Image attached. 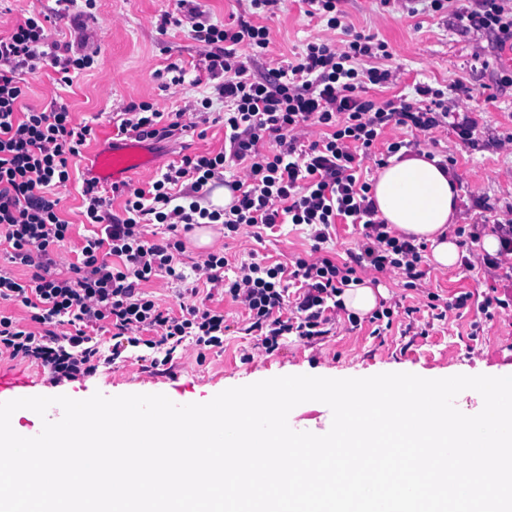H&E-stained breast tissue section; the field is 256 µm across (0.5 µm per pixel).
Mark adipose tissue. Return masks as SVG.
<instances>
[{
    "instance_id": "1",
    "label": "adipose tissue",
    "mask_w": 512,
    "mask_h": 512,
    "mask_svg": "<svg viewBox=\"0 0 512 512\" xmlns=\"http://www.w3.org/2000/svg\"><path fill=\"white\" fill-rule=\"evenodd\" d=\"M377 216L397 233L431 246L430 262L447 272L461 252L449 233L460 213L458 180L440 157L420 151L394 155L382 166L371 190Z\"/></svg>"
}]
</instances>
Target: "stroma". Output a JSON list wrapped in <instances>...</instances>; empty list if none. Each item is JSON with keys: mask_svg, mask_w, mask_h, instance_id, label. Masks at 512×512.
Returning <instances> with one entry per match:
<instances>
[{"mask_svg": "<svg viewBox=\"0 0 512 512\" xmlns=\"http://www.w3.org/2000/svg\"><path fill=\"white\" fill-rule=\"evenodd\" d=\"M468 0H450L447 7L433 10L430 0H418L416 14L403 11L398 0H341L346 31H333L325 21L308 17L299 0H279L265 20L270 29L268 49L253 55L247 47L238 54L255 73L262 74L295 59L311 42L340 41L344 32L372 37L385 42L388 58L378 67L391 70L396 80L387 87H371L370 98L385 101L397 96H414V87L425 84L442 90L452 112H465L474 119L475 142L461 144L452 130L443 128L418 132L407 127L388 129L384 139L416 141L419 148L439 157L453 158V169L460 189L459 228L472 231L482 216L495 214L500 221L512 219V150L503 148L512 139V51L499 50L495 38L484 30L462 29L459 12L468 8ZM174 0H96L95 19L86 22L85 4L77 0L68 20L60 23L52 39L58 56L85 53L94 63L72 86H60L53 69L46 68L27 76V106L42 108L52 98L62 97L75 123L92 127L70 185L64 192V214L73 224L72 238L54 254L58 270H66L87 228L83 224L82 187L84 179L95 174L92 154L111 148L115 129L114 112L131 103L148 102L162 112L183 113L185 121L195 118L201 99L213 98L214 112L224 106L216 100L210 81L163 88L160 74L169 64H177L188 73L204 71L203 49L188 27L164 26ZM224 146V127L213 124L205 137L186 133L172 140L146 142L149 165L132 174L129 181L141 187L152 182L181 155L217 151ZM211 242L202 247L195 234L186 238V262L199 260L206 250H226L247 258L249 254L268 256L283 262L310 252L311 240L306 227L283 225L279 236L257 242L248 236L225 239L221 226L209 225ZM382 301L394 312L390 328L379 331L368 319L351 325L347 316H339L334 336L313 344L288 335L279 350L267 355L258 351L256 339L243 329L240 308L230 299L220 306L229 328L222 351L209 352L205 362H197L192 350H177L172 370L150 373L140 362L119 359L99 368L96 375L50 384L46 373L25 361H0V372L17 374L31 380L24 396L67 395L79 399L94 393L106 396L122 394H163L174 403H205L216 394L236 386L284 375H313L329 378L368 377L380 373L407 372L420 376L444 373L489 375L512 368V308L496 309L493 320H482L477 311L491 292L512 295V270L458 267L444 273L429 269L421 285L406 287L394 273L376 276ZM441 300L468 295L459 313L446 319L432 316L427 306L429 294ZM417 308L415 320H408L406 308ZM414 330H407V322Z\"/></svg>", "mask_w": 512, "mask_h": 512, "instance_id": "stroma-1", "label": "stroma"}]
</instances>
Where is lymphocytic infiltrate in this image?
Here are the masks:
<instances>
[{
  "label": "lymphocytic infiltrate",
  "mask_w": 512,
  "mask_h": 512,
  "mask_svg": "<svg viewBox=\"0 0 512 512\" xmlns=\"http://www.w3.org/2000/svg\"><path fill=\"white\" fill-rule=\"evenodd\" d=\"M56 3L55 12L31 14L0 33V252L10 264L0 269V302L26 312L22 318L0 312V358L37 362L56 384L93 376L140 347L156 352L145 366L149 372L170 364L185 343L202 362L224 346L218 289L242 309L248 333L269 354L291 333L320 341L333 335L339 296L363 275L394 272L411 287L424 278L425 244L377 218L371 185L357 171L367 160L385 165L375 145L387 128L426 132L447 124L469 145L471 118L450 119L441 91L427 85L416 86L413 101L367 97V85L386 86L393 74L369 66L385 45L361 35L341 44L309 43L296 61L255 79L237 48L264 53L268 27L245 19L214 24L185 0H176L167 21L190 23L203 48L207 74L226 106L225 148L182 156L145 188L113 185L124 199L122 219L107 211L97 179H85L82 215L92 233L67 272L56 271L54 252L71 233L61 191L92 132L75 124L67 104L39 109L22 102L23 77L38 66L56 69L58 84L69 86L92 65L85 55L53 53V29L72 0ZM459 18L496 33L499 48L512 44V17L502 0H472ZM181 118L143 102L125 106L114 123L118 135L160 139L187 131ZM314 127L320 135L312 140ZM216 182L230 191L229 206H203ZM340 222L362 236L341 262L325 249ZM205 224L222 225L228 238L246 229L257 239L282 224H303L313 245L309 255L287 263L239 262L213 251L183 267L184 233ZM161 276L194 278L178 308L161 306L146 292Z\"/></svg>",
  "instance_id": "lymphocytic-infiltrate-1"
}]
</instances>
